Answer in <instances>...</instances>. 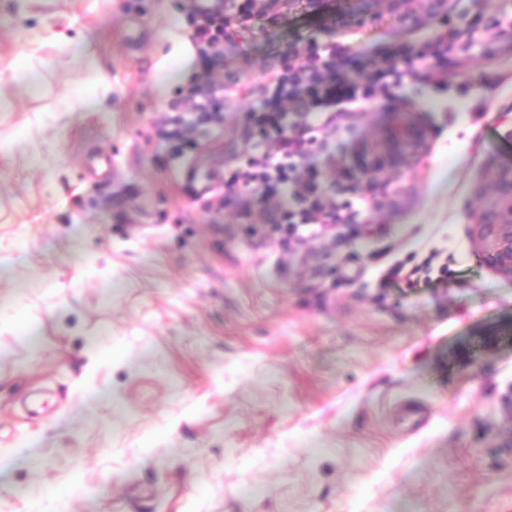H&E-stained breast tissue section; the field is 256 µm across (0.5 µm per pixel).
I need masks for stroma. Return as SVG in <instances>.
<instances>
[{"label":"stroma","mask_w":512,"mask_h":512,"mask_svg":"<svg viewBox=\"0 0 512 512\" xmlns=\"http://www.w3.org/2000/svg\"><path fill=\"white\" fill-rule=\"evenodd\" d=\"M192 6L0 0V512H512V280L469 230L512 165V0H446L409 26L387 0L362 26L352 0H294L225 43L212 77L239 93L187 164L219 179L245 165L289 48L345 42L361 81L358 58L473 31L431 77L337 114L317 155L337 225L302 238L250 193L181 190L157 126L192 79L162 98L155 82ZM34 51L30 92L10 76ZM402 106L430 152L367 184L359 150ZM94 152L110 179L86 175ZM36 392L51 415L27 413Z\"/></svg>","instance_id":"1"}]
</instances>
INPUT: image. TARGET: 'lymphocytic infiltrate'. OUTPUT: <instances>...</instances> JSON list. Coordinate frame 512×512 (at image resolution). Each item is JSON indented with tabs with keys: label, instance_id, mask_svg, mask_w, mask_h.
I'll use <instances>...</instances> for the list:
<instances>
[{
	"label": "lymphocytic infiltrate",
	"instance_id": "lymphocytic-infiltrate-1",
	"mask_svg": "<svg viewBox=\"0 0 512 512\" xmlns=\"http://www.w3.org/2000/svg\"><path fill=\"white\" fill-rule=\"evenodd\" d=\"M254 10L253 0H213L210 7H195L198 21L191 41L198 50L197 64L213 70L224 54V35L227 29L245 28ZM460 29L452 28L429 42L425 50L416 52L400 47L381 57L367 58L365 82L350 80L341 74L346 49L329 43L313 45L304 52L293 53L282 70L266 78L264 103L251 109L249 122L260 143L266 149L251 161L249 173L231 171L225 182L227 189L260 188L264 201L288 194L297 200L302 210L283 211L280 220L285 224L303 221L306 224H325L335 221L333 207L325 203L327 189L316 167H308L303 178L294 173L314 150H328L333 135L331 123L334 113L352 112L373 100L379 89L401 86L408 78L418 76L426 58H442L449 44L460 41ZM232 85L210 80L194 84L189 89L190 117H166L164 139L170 143L176 158L187 155L182 130L191 126L202 130L213 128L212 114L218 102L235 97ZM299 101L296 114H288L283 102Z\"/></svg>",
	"mask_w": 512,
	"mask_h": 512
}]
</instances>
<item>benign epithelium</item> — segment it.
<instances>
[{
    "mask_svg": "<svg viewBox=\"0 0 512 512\" xmlns=\"http://www.w3.org/2000/svg\"><path fill=\"white\" fill-rule=\"evenodd\" d=\"M431 134L411 110L388 113L378 138L365 150V174L375 182L402 175L430 150ZM472 232L491 267L512 279V166L498 169L491 197L473 217Z\"/></svg>",
    "mask_w": 512,
    "mask_h": 512,
    "instance_id": "7a95c632",
    "label": "benign epithelium"
}]
</instances>
